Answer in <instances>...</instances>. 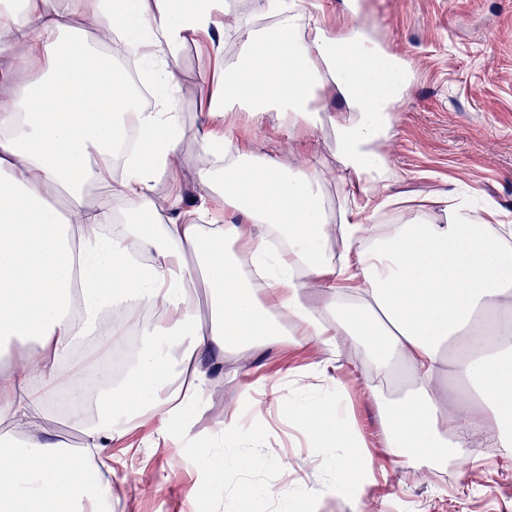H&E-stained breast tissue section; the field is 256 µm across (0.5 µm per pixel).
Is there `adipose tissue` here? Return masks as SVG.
Masks as SVG:
<instances>
[{
	"instance_id": "1",
	"label": "adipose tissue",
	"mask_w": 512,
	"mask_h": 512,
	"mask_svg": "<svg viewBox=\"0 0 512 512\" xmlns=\"http://www.w3.org/2000/svg\"><path fill=\"white\" fill-rule=\"evenodd\" d=\"M233 32L235 56L215 33ZM193 39L211 54L217 87L200 105L194 138L196 194L184 197L180 52ZM356 25L344 34L306 21L301 0H267L259 21L228 0H0V347L37 350L0 374V423H23L60 399L61 362H76L81 336L98 333L108 354L121 324L104 311H156L142 333L183 349L189 383L156 348L142 349L120 382L111 374L80 391L92 403L86 451L46 440L0 446V512H111L112 484L86 480L92 453L127 437L153 411L161 428L183 427L207 381L205 362L224 351L303 336L329 353L362 347L365 382L391 462L470 471L478 449L512 459V226L492 227L455 196L436 199L446 221L412 217L384 234L364 223L390 205L379 184L382 143L392 129L389 92L377 67L361 64ZM345 109L325 111L324 94ZM287 139L247 146L237 129L268 118ZM330 150L341 178L363 195L332 228L325 172L310 165ZM291 155L307 157L291 165ZM170 179L165 205L155 187ZM235 209L241 223L224 221ZM211 318L195 310L198 281ZM322 292L311 303L308 288ZM475 393L449 403L446 372ZM291 415L333 449L337 492L364 490L375 466L344 392L334 404L298 403ZM245 437L224 420L223 462L210 440L199 463L240 474L225 512H282L280 491L248 475L268 460L236 456Z\"/></svg>"
}]
</instances>
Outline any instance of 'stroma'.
Returning a JSON list of instances; mask_svg holds the SVG:
<instances>
[{"mask_svg":"<svg viewBox=\"0 0 512 512\" xmlns=\"http://www.w3.org/2000/svg\"><path fill=\"white\" fill-rule=\"evenodd\" d=\"M362 22L390 50L388 68L400 54L416 71L414 83L397 89L393 129L383 145L388 193L399 202L371 223L401 224L417 208L427 221L442 223L441 208L430 199L447 192L512 224V0H367ZM182 63L183 149L193 160L196 84L216 77L212 57L194 42L185 43ZM364 371L365 354L356 346L333 356L302 341L226 351L210 367V383L186 427L161 435L147 414L140 429L113 442L112 512H225L224 486L199 466L196 444L205 438L223 446L224 416L232 412L246 433L259 436L245 443L244 453L259 451L271 461L254 483L278 487L290 512H512V464L498 451H480L466 476L450 465L430 472L391 467ZM338 382L351 398L368 454L385 469L361 494L336 493L331 449L318 447L288 414L298 400H325ZM272 385L279 396L274 405L262 395ZM6 434L49 438L77 453L84 447L73 415L54 407L16 428L0 424V436ZM283 458L290 464L285 472L278 465ZM206 484L209 496H199ZM303 485L313 489V501L296 497Z\"/></svg>","mask_w":512,"mask_h":512,"instance_id":"1","label":"stroma"}]
</instances>
